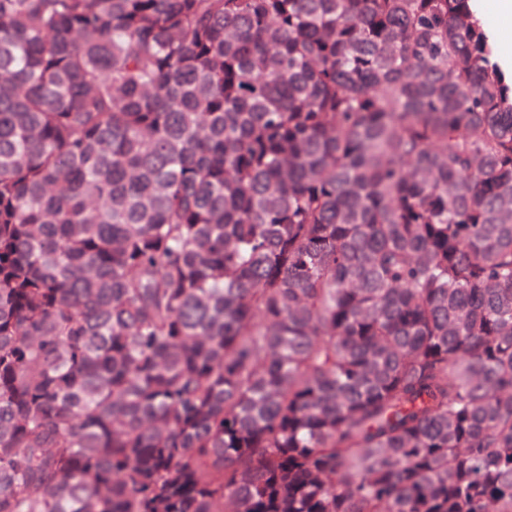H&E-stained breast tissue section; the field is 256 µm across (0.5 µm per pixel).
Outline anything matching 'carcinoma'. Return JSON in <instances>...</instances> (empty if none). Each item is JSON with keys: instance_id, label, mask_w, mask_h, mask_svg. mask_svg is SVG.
<instances>
[{"instance_id": "1", "label": "carcinoma", "mask_w": 512, "mask_h": 512, "mask_svg": "<svg viewBox=\"0 0 512 512\" xmlns=\"http://www.w3.org/2000/svg\"><path fill=\"white\" fill-rule=\"evenodd\" d=\"M473 2L0 0V512H512Z\"/></svg>"}]
</instances>
